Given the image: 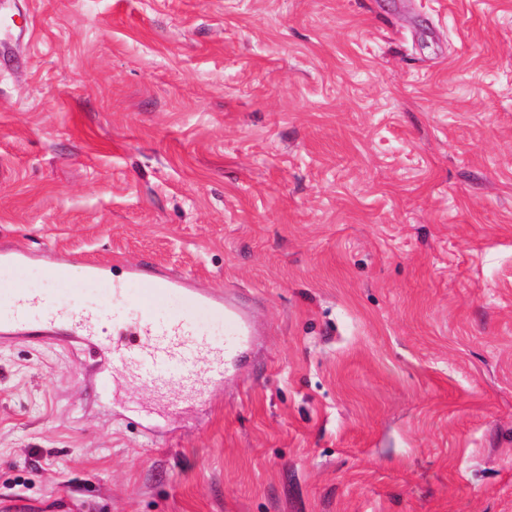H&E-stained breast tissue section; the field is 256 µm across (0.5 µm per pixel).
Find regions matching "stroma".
Segmentation results:
<instances>
[{
  "label": "stroma",
  "mask_w": 512,
  "mask_h": 512,
  "mask_svg": "<svg viewBox=\"0 0 512 512\" xmlns=\"http://www.w3.org/2000/svg\"><path fill=\"white\" fill-rule=\"evenodd\" d=\"M0 16L14 286L102 304L84 269L140 262L258 332L164 415L80 339L0 340V512H512V0Z\"/></svg>",
  "instance_id": "stroma-1"
}]
</instances>
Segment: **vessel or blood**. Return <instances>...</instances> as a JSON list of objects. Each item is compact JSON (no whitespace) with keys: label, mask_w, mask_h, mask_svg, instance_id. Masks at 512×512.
<instances>
[{"label":"vessel or blood","mask_w":512,"mask_h":512,"mask_svg":"<svg viewBox=\"0 0 512 512\" xmlns=\"http://www.w3.org/2000/svg\"><path fill=\"white\" fill-rule=\"evenodd\" d=\"M112 306L64 310L48 296H35L0 280V296L8 299L9 325L26 336L60 332L79 336L106 350L121 377L143 381L178 379L185 398H209L221 389L252 347L255 333L247 313L226 291L193 287L186 278L153 275L142 263H128L111 279ZM180 310L161 314L169 298ZM201 313L224 321L216 337L198 322Z\"/></svg>","instance_id":"b4317fda"}]
</instances>
